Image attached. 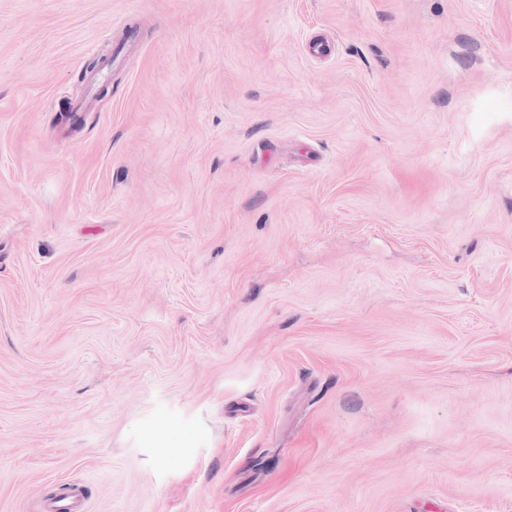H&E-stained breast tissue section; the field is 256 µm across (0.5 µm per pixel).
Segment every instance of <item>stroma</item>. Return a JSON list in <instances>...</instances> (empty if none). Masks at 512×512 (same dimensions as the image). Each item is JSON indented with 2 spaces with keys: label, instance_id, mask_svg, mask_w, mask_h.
<instances>
[{
  "label": "stroma",
  "instance_id": "obj_1",
  "mask_svg": "<svg viewBox=\"0 0 512 512\" xmlns=\"http://www.w3.org/2000/svg\"><path fill=\"white\" fill-rule=\"evenodd\" d=\"M59 491L512 512V0H0V512Z\"/></svg>",
  "mask_w": 512,
  "mask_h": 512
}]
</instances>
